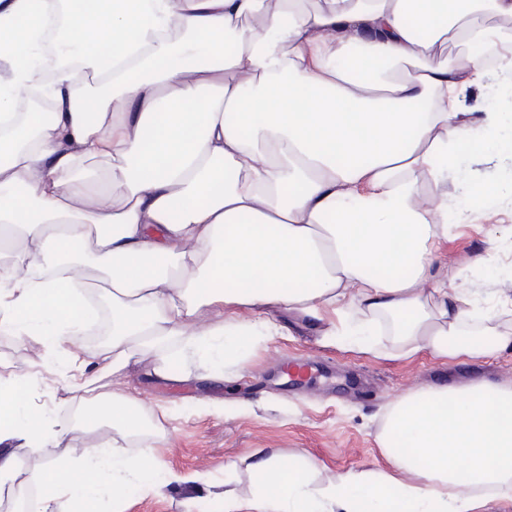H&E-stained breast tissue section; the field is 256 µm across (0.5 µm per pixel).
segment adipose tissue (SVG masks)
Masks as SVG:
<instances>
[{"label": "adipose tissue", "instance_id": "adipose-tissue-1", "mask_svg": "<svg viewBox=\"0 0 512 512\" xmlns=\"http://www.w3.org/2000/svg\"><path fill=\"white\" fill-rule=\"evenodd\" d=\"M61 0H0V249L24 242L0 277V329L61 347L85 419L132 428L145 410L100 375L176 336L243 361L280 328L275 306L329 320V336L408 358L512 349L494 314L474 318L448 292L428 251L448 237L440 183L493 145L500 117L461 109L463 89L512 80V39L475 15L512 20V0H86L64 10L63 45L80 61L50 80L17 71L38 50L32 29ZM492 43L494 60L438 49ZM89 93L78 94L81 84ZM51 112L26 122L19 99ZM428 111H421V104ZM110 163L115 207L80 174ZM434 189L422 199L419 187ZM112 306V339L81 337ZM223 320L189 333L202 308ZM257 311L248 320L242 313ZM0 378V478L15 498L42 492L45 512H100L104 490L146 479L153 446L75 449L64 429L25 414ZM379 442L391 470L313 482L269 454L255 489L222 495L224 512H487L512 502V384L483 381L407 392ZM51 444L22 472L17 451Z\"/></svg>", "mask_w": 512, "mask_h": 512}]
</instances>
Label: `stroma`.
Returning <instances> with one entry per match:
<instances>
[{
	"label": "stroma",
	"instance_id": "stroma-1",
	"mask_svg": "<svg viewBox=\"0 0 512 512\" xmlns=\"http://www.w3.org/2000/svg\"><path fill=\"white\" fill-rule=\"evenodd\" d=\"M512 158L486 163L471 159L449 174V204L478 180L500 192L485 211L448 227V240L434 254L449 293L469 295L473 307L495 306L512 331V209L501 196L512 193L504 173ZM278 336L253 340L239 365L202 355L183 358L169 378L153 372L157 354H133L129 367L99 383L101 391L138 397L149 411L144 438L154 446L149 483L129 482L119 500L103 496V512H221L220 495L250 494V464L258 450L284 461H304L319 482L348 471L384 470L378 442L387 406L411 389L463 386L480 380L512 382V351L439 359L421 352L409 359L361 352L354 337H325L324 325L296 311L271 308ZM308 359L316 367L302 387L287 386L285 360ZM17 376L31 415L67 427L72 447L88 448L119 439L136 451L132 429L71 421L75 399L67 390L63 354L38 339L19 342L0 332V376ZM201 472L209 488L198 492L168 484L169 474Z\"/></svg>",
	"mask_w": 512,
	"mask_h": 512
}]
</instances>
